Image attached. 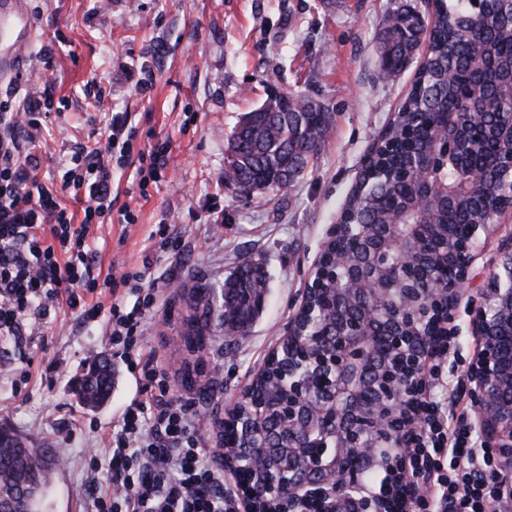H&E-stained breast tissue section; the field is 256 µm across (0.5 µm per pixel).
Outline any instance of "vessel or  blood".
I'll list each match as a JSON object with an SVG mask.
<instances>
[{
    "mask_svg": "<svg viewBox=\"0 0 512 512\" xmlns=\"http://www.w3.org/2000/svg\"><path fill=\"white\" fill-rule=\"evenodd\" d=\"M36 34V22L27 0H0V77H23L29 48Z\"/></svg>",
    "mask_w": 512,
    "mask_h": 512,
    "instance_id": "obj_1",
    "label": "vessel or blood"
}]
</instances>
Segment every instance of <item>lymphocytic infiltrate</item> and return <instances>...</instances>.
<instances>
[{"label": "lymphocytic infiltrate", "instance_id": "lymphocytic-infiltrate-1", "mask_svg": "<svg viewBox=\"0 0 512 512\" xmlns=\"http://www.w3.org/2000/svg\"><path fill=\"white\" fill-rule=\"evenodd\" d=\"M53 98L46 89L28 110L0 113V336L27 346L61 304L81 321L108 315L123 364L147 383L107 440L111 477L95 489L93 512H224L237 493L204 458L201 414L166 391H154L161 372L138 349L144 311L156 296L144 286L145 273L125 270L101 282L90 274L89 230L112 209V163L129 160L134 133L124 120H105L98 140L73 146L54 184H46L33 150L40 117L53 111ZM61 189L86 197L82 221L60 204ZM124 288L141 295V307H125ZM423 410L429 419L425 438L407 449L404 461L381 457L375 478L329 499L331 512H358L372 495L386 497L399 512H505L512 475L501 468L497 449L474 441L465 416L443 417L432 396L424 397Z\"/></svg>", "mask_w": 512, "mask_h": 512}]
</instances>
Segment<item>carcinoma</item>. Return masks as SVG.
I'll list each match as a JSON object with an SVG mask.
<instances>
[{
	"label": "carcinoma",
	"instance_id": "1",
	"mask_svg": "<svg viewBox=\"0 0 512 512\" xmlns=\"http://www.w3.org/2000/svg\"><path fill=\"white\" fill-rule=\"evenodd\" d=\"M512 0H436L431 30L419 27L418 12L398 9L383 19L381 70L398 74L408 65L414 51L426 42L416 78L381 137L374 153L343 210L352 235L364 234L384 223L385 213L404 206L402 220L411 221L409 207L417 205L410 166L423 152L442 149L446 138L440 119L448 111L460 112L466 123L476 117L465 111L466 96L485 90L489 112L512 110ZM331 115L322 104L295 90H280L273 102L246 115L233 131L229 149L232 170L224 178L243 192L261 188L286 189L294 178L289 173L304 171L317 154L329 130ZM506 204L493 189L480 196L458 199L451 211L436 209L429 223L433 235L444 240L448 226L484 224ZM266 285L264 269L250 259L239 264L224 281L223 303L217 317L227 331L246 330L259 313ZM196 307L187 319L188 342L200 338L212 311L210 291L195 289ZM283 358L272 359L250 389L268 399L278 396L285 381L279 377ZM86 376L85 404L106 401L112 390V363L94 361ZM38 449L26 439L6 438L0 446V508L3 512H35L48 482L47 469L36 462Z\"/></svg>",
	"mask_w": 512,
	"mask_h": 512
}]
</instances>
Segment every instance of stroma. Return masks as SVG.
Masks as SVG:
<instances>
[{
	"label": "stroma",
	"mask_w": 512,
	"mask_h": 512,
	"mask_svg": "<svg viewBox=\"0 0 512 512\" xmlns=\"http://www.w3.org/2000/svg\"><path fill=\"white\" fill-rule=\"evenodd\" d=\"M38 31L33 73L0 83L11 111L27 104L44 74L55 78L58 112L43 121L38 174L51 181L72 146L92 140L101 113L136 129L134 150L166 144V169L141 182L134 166L112 168V213L93 226L92 274L146 269L161 305L146 319L143 344L164 369L170 396L224 419L288 332L324 242L360 177L364 159L402 104L416 73L379 75L382 18L402 5L426 11L427 0H29ZM298 90L333 114L320 151L285 190L246 194L225 180L228 141L258 107L269 85ZM131 210L134 223L123 221ZM165 224L184 240L163 251L147 238ZM251 257L268 288L253 324L226 341L211 320L204 352L182 339V314L194 287L221 290ZM459 356L445 364L434 392L471 411L468 392L449 394L476 349L465 308H458ZM117 359L100 321L53 310L25 353L0 339V425L48 449L53 484L44 512H92V488L105 484L112 426L138 384L125 370L107 401L91 408L76 391L92 357ZM60 362L62 373L47 371ZM198 366L192 387L186 364ZM74 423L71 434L62 423ZM96 469H89V459Z\"/></svg>",
	"instance_id": "1"
}]
</instances>
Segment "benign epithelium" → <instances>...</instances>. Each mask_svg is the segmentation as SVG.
<instances>
[{
	"label": "benign epithelium",
	"mask_w": 512,
	"mask_h": 512,
	"mask_svg": "<svg viewBox=\"0 0 512 512\" xmlns=\"http://www.w3.org/2000/svg\"><path fill=\"white\" fill-rule=\"evenodd\" d=\"M448 130L444 156L464 169L453 189L432 180L431 154L418 164V206L425 216L430 201L453 205L459 195H474L486 184V172L457 152L462 135L491 149L494 137L512 139V114L494 115L477 130L455 112L443 119ZM492 186L506 185L512 194V154L490 153ZM472 224L453 244L430 243L424 224H384L379 233L356 241L338 218L322 251L336 250V294L350 299L368 296L375 304L356 319L323 310L312 319L305 301L277 350L288 354L284 396L271 404L247 395L245 411L227 424L242 439L224 444V463L236 477L244 469L263 476L266 491L240 480L247 512H291L304 501H322L358 484L353 462L373 460L378 449L409 448L422 434L413 412L424 391L429 353L442 337L470 286L477 242L499 224ZM431 254L433 271L421 273ZM477 350L466 368L474 426L482 443L500 449L504 468L512 467V235L504 240L477 297L467 302Z\"/></svg>",
	"instance_id": "7a95c632"
}]
</instances>
